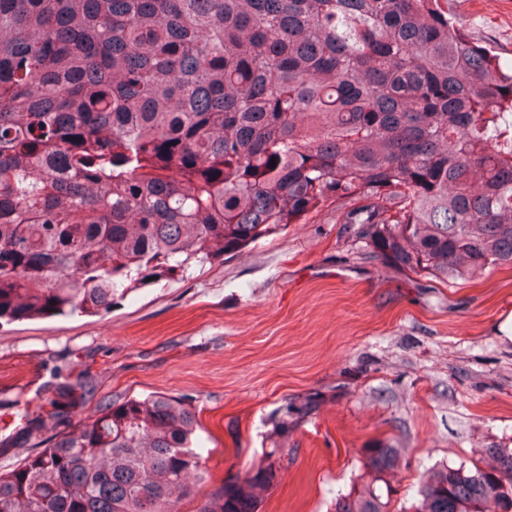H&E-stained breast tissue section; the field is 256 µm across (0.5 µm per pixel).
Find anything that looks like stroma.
<instances>
[{"instance_id":"1","label":"stroma","mask_w":512,"mask_h":512,"mask_svg":"<svg viewBox=\"0 0 512 512\" xmlns=\"http://www.w3.org/2000/svg\"><path fill=\"white\" fill-rule=\"evenodd\" d=\"M458 25L512 63V0H451ZM512 268L454 285L358 248L335 208L205 268L115 299L104 316L0 325V423L51 396L49 370L89 372L98 405L165 393L200 409L214 482L279 443L258 512H334L367 451L411 503L427 470L512 448Z\"/></svg>"}]
</instances>
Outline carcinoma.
<instances>
[{
    "label": "carcinoma",
    "instance_id": "cac0c4a2",
    "mask_svg": "<svg viewBox=\"0 0 512 512\" xmlns=\"http://www.w3.org/2000/svg\"><path fill=\"white\" fill-rule=\"evenodd\" d=\"M333 206L416 275L512 267V67L448 0H0V324L104 316ZM52 376L5 443L93 393ZM199 430L183 398L103 407L0 473V512H179L209 479ZM485 452L398 508L397 451L372 448L335 512H512V448ZM287 460L195 512H257Z\"/></svg>",
    "mask_w": 512,
    "mask_h": 512
}]
</instances>
